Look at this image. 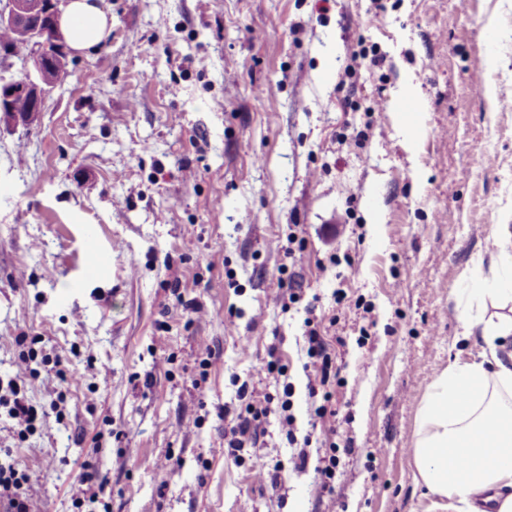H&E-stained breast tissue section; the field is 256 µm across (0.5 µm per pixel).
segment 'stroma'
Returning <instances> with one entry per match:
<instances>
[{"label":"stroma","mask_w":512,"mask_h":512,"mask_svg":"<svg viewBox=\"0 0 512 512\" xmlns=\"http://www.w3.org/2000/svg\"><path fill=\"white\" fill-rule=\"evenodd\" d=\"M103 5L111 35L68 56L38 121L0 122V378L21 336L61 361L27 382L46 426L21 438L0 412L34 512H429L424 397L481 351L462 338L477 289L512 279L493 245L512 233V0ZM311 310L336 372L324 419L303 370ZM272 348L285 375L261 372ZM244 383L290 400L306 469L279 406L229 456ZM89 475L103 488L84 501Z\"/></svg>","instance_id":"obj_1"}]
</instances>
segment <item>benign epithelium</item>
Wrapping results in <instances>:
<instances>
[{
  "label": "benign epithelium",
  "mask_w": 512,
  "mask_h": 512,
  "mask_svg": "<svg viewBox=\"0 0 512 512\" xmlns=\"http://www.w3.org/2000/svg\"><path fill=\"white\" fill-rule=\"evenodd\" d=\"M43 0H3L0 4V23L29 27L27 44L30 57L55 54L67 58L66 48L59 28L55 25L42 27L34 19L42 15ZM54 83L43 69L21 62L16 78L0 81V110L7 109L14 116L16 125L27 124V119L42 112L44 100Z\"/></svg>",
  "instance_id": "7a95c632"
}]
</instances>
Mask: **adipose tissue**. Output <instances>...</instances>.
<instances>
[{
  "mask_svg": "<svg viewBox=\"0 0 512 512\" xmlns=\"http://www.w3.org/2000/svg\"><path fill=\"white\" fill-rule=\"evenodd\" d=\"M58 26L76 54L89 57L110 35L112 18L100 0H65ZM496 313L464 320L478 337L479 359L448 365L430 385L417 422L413 458L417 481L433 512H512V289L485 288ZM471 461L449 467L448 451Z\"/></svg>",
  "mask_w": 512,
  "mask_h": 512,
  "instance_id": "adipose-tissue-1",
  "label": "adipose tissue"
}]
</instances>
